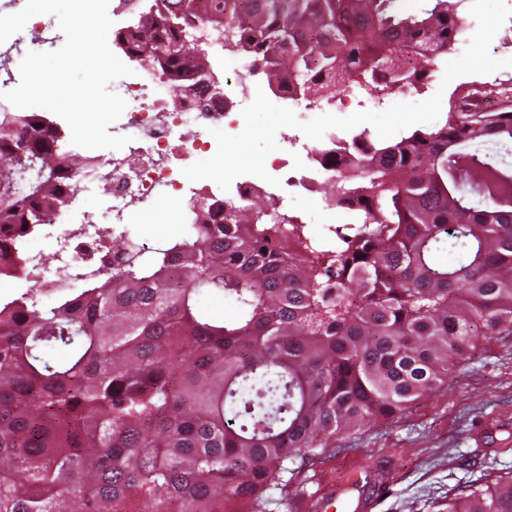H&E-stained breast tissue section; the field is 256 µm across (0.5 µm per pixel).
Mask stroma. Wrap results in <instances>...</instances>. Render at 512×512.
<instances>
[{
    "mask_svg": "<svg viewBox=\"0 0 512 512\" xmlns=\"http://www.w3.org/2000/svg\"><path fill=\"white\" fill-rule=\"evenodd\" d=\"M478 93L484 108L512 102V76L494 72L443 83L432 71L405 100L418 103L441 94ZM493 416L512 418V335L482 336L448 381L411 402L400 414L370 421L337 436L320 456L296 461L286 499L266 512H290V504L332 485L365 477L384 488L375 512H440L469 482L512 470V439L498 434L478 446L476 437Z\"/></svg>",
    "mask_w": 512,
    "mask_h": 512,
    "instance_id": "35a3bbf8",
    "label": "stroma"
}]
</instances>
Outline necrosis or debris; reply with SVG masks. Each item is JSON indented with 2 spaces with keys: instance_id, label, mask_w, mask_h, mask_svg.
<instances>
[{
  "instance_id": "necrosis-or-debris-1",
  "label": "necrosis or debris",
  "mask_w": 512,
  "mask_h": 512,
  "mask_svg": "<svg viewBox=\"0 0 512 512\" xmlns=\"http://www.w3.org/2000/svg\"><path fill=\"white\" fill-rule=\"evenodd\" d=\"M188 34L197 39L201 48L213 62L229 64V46L224 43L223 30L210 25H190ZM230 77L224 85L223 97L197 89L180 110L167 108V97L175 88L169 77L160 75L149 67L135 70L133 75L120 80L119 94L127 106L122 116L112 124L115 135L129 136V143L119 150L106 154L89 153L84 180L95 183L108 180L112 185L110 197L102 199L99 208L81 210L77 219H66L61 212L46 214L44 228L53 232L51 245L55 250V266H47L38 238H30L24 244L25 262L23 280L37 283L33 293L34 303H42L46 297L66 286L67 276L81 270L86 276H94L102 268L103 259L112 248L113 236L124 233L131 223L133 211L154 222L163 223L167 215L158 210L159 199L182 203L187 199L205 197L223 202L231 209L258 193L277 196L281 206H289L298 198L317 195L319 188L329 182L331 167L314 165L299 168L290 165L292 157L313 154L314 144L294 128L280 129L276 134L278 150L271 158L267 171L280 179V186L252 175L237 177L229 190H222L210 180L188 181L182 174L184 168L214 155L217 144L213 130L238 134L241 121L236 104L253 101L263 82L256 63L230 66ZM197 130L195 138L182 137L185 127ZM181 140L182 154L174 158L169 146ZM137 155L140 163L130 167L126 159ZM112 215V224L104 228L97 221L98 209Z\"/></svg>"
}]
</instances>
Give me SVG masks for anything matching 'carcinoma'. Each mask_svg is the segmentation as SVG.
<instances>
[{
  "mask_svg": "<svg viewBox=\"0 0 512 512\" xmlns=\"http://www.w3.org/2000/svg\"><path fill=\"white\" fill-rule=\"evenodd\" d=\"M141 55L172 45L197 0H158ZM468 0H205L230 46L315 100L346 78L379 95L415 88L464 33ZM155 67L181 87L193 67ZM461 98L434 130L388 144L362 132L315 150L336 160L332 204L358 223L336 245L299 243L268 207L231 223L208 199L184 238L147 251L128 235L80 287L33 305L0 298V512H265L296 459L401 413L448 381L481 336L512 335V106ZM0 278H19L23 242L65 207L70 156L48 126L0 113ZM448 251V263L438 260ZM202 291L234 308L217 318ZM443 512H512V473L468 486Z\"/></svg>",
  "mask_w": 512,
  "mask_h": 512,
  "instance_id": "1",
  "label": "carcinoma"
}]
</instances>
